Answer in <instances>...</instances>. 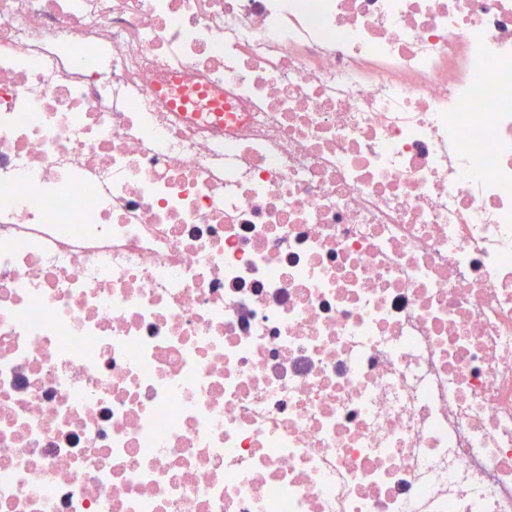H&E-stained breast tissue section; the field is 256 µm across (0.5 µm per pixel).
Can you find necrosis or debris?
Listing matches in <instances>:
<instances>
[{
  "instance_id": "1",
  "label": "necrosis or debris",
  "mask_w": 512,
  "mask_h": 512,
  "mask_svg": "<svg viewBox=\"0 0 512 512\" xmlns=\"http://www.w3.org/2000/svg\"><path fill=\"white\" fill-rule=\"evenodd\" d=\"M0 512H512V0H0Z\"/></svg>"
}]
</instances>
